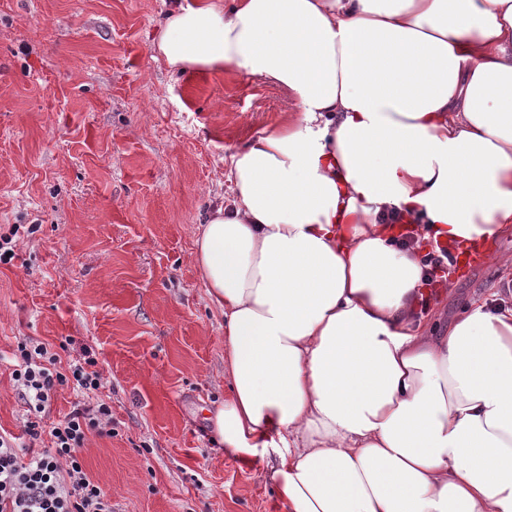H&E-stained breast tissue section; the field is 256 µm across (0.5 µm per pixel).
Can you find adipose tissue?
<instances>
[{
    "instance_id": "ef3b65f1",
    "label": "adipose tissue",
    "mask_w": 512,
    "mask_h": 512,
    "mask_svg": "<svg viewBox=\"0 0 512 512\" xmlns=\"http://www.w3.org/2000/svg\"><path fill=\"white\" fill-rule=\"evenodd\" d=\"M172 71L284 89L194 257L224 317L225 452L288 512H512V310L416 319L424 238L512 233V0H166Z\"/></svg>"
}]
</instances>
